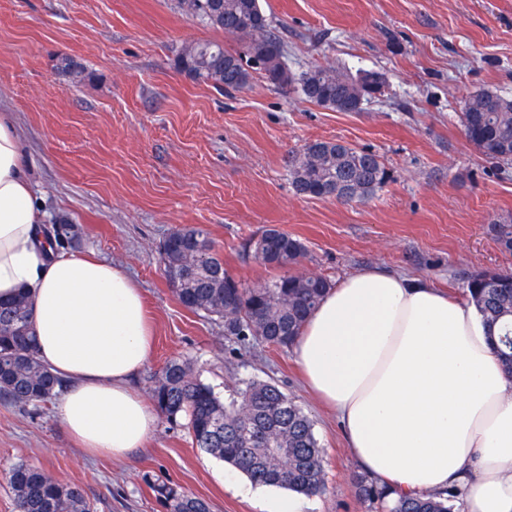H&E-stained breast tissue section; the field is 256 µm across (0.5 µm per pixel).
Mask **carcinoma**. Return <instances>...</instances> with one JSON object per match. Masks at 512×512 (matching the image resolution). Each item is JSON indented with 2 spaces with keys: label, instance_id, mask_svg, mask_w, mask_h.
<instances>
[{
  "label": "carcinoma",
  "instance_id": "obj_1",
  "mask_svg": "<svg viewBox=\"0 0 512 512\" xmlns=\"http://www.w3.org/2000/svg\"><path fill=\"white\" fill-rule=\"evenodd\" d=\"M180 8L202 23L229 36L251 29L265 41L260 63L217 42H196L177 56V70L195 80L236 91L249 82L251 72L264 75L281 90H292L304 100L336 112H358L360 104L381 91L370 81L373 71L353 75L330 63H315L295 75L284 62V45L270 30L260 0H179ZM466 140L497 163H512V97L483 89L469 96L460 113ZM388 179L380 157L357 150L343 141L308 143L293 156L290 169L295 193L314 198L334 197L364 202ZM499 246L512 251V219L493 223ZM49 233L60 245L81 238L75 224H56ZM275 237L248 242L264 265L283 270L297 265L304 244L278 229ZM166 280L186 309L219 321L233 345L288 348L332 283L320 275L285 273L254 288H245L224 268L207 234L197 227L170 232L159 245ZM465 295L484 317L505 369L512 374V273L490 284L476 272L463 285ZM63 388L37 356L28 301L24 295L0 302V398L26 406L44 402ZM151 399L171 424L185 420L193 444L232 465L251 482L287 489L306 496L326 490L323 449L313 424L302 409L273 381L244 380L221 400L195 374L186 358L169 360L151 378ZM285 448L281 454L277 449ZM17 512H91L83 490L62 484L44 468L20 461L6 473ZM165 512H211L207 500L162 484L154 487ZM355 494L365 512H455L457 495L451 490L412 495L385 483L360 476Z\"/></svg>",
  "mask_w": 512,
  "mask_h": 512
}]
</instances>
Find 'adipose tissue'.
I'll use <instances>...</instances> for the list:
<instances>
[{"label":"adipose tissue","mask_w":512,"mask_h":512,"mask_svg":"<svg viewBox=\"0 0 512 512\" xmlns=\"http://www.w3.org/2000/svg\"><path fill=\"white\" fill-rule=\"evenodd\" d=\"M22 139L0 113V300H29L38 357L63 382L58 417L87 454L124 458L157 425L132 389L152 329L119 267L50 238ZM293 351L308 389L378 482L458 490L463 512H512V375L468 299L374 267L332 287Z\"/></svg>","instance_id":"obj_1"}]
</instances>
